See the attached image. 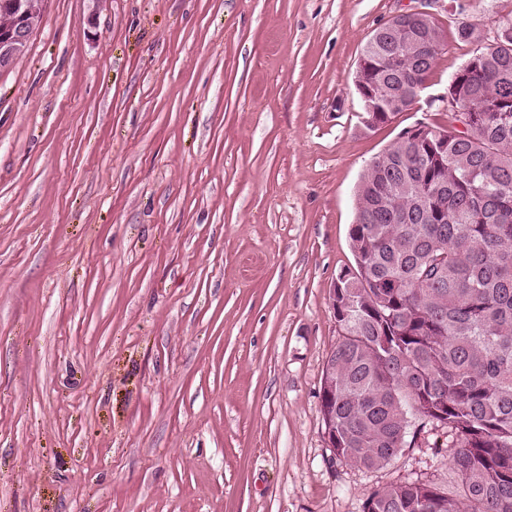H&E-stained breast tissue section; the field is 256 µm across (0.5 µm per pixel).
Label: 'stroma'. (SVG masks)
<instances>
[{
    "label": "stroma",
    "mask_w": 512,
    "mask_h": 512,
    "mask_svg": "<svg viewBox=\"0 0 512 512\" xmlns=\"http://www.w3.org/2000/svg\"><path fill=\"white\" fill-rule=\"evenodd\" d=\"M419 0H48L0 70V512H362L451 485L442 430L335 460L331 286L369 163L512 0H434L418 103L365 130L352 75Z\"/></svg>",
    "instance_id": "stroma-1"
}]
</instances>
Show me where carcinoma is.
I'll list each match as a JSON object with an SVG mask.
<instances>
[{
  "label": "carcinoma",
  "instance_id": "carcinoma-1",
  "mask_svg": "<svg viewBox=\"0 0 512 512\" xmlns=\"http://www.w3.org/2000/svg\"><path fill=\"white\" fill-rule=\"evenodd\" d=\"M448 94L473 110L468 137L404 135L369 165L336 277L343 338L322 371L331 452L381 469L408 445V419L452 437L456 492L382 485L362 512H512V18ZM458 41H484L462 22ZM438 19L381 27L361 56L377 94L372 125L417 103L444 50Z\"/></svg>",
  "mask_w": 512,
  "mask_h": 512
}]
</instances>
